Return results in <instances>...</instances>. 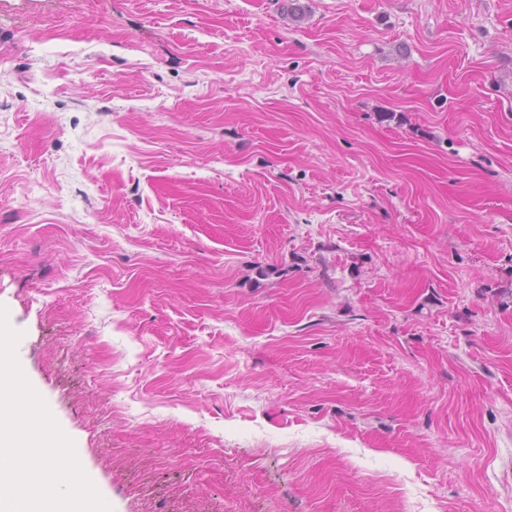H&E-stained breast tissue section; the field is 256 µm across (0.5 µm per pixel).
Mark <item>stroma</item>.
Listing matches in <instances>:
<instances>
[{"mask_svg":"<svg viewBox=\"0 0 512 512\" xmlns=\"http://www.w3.org/2000/svg\"><path fill=\"white\" fill-rule=\"evenodd\" d=\"M0 305L112 512H512V0H0Z\"/></svg>","mask_w":512,"mask_h":512,"instance_id":"obj_1","label":"stroma"}]
</instances>
